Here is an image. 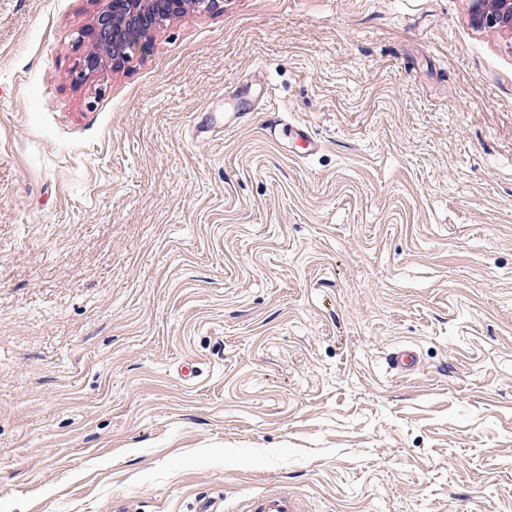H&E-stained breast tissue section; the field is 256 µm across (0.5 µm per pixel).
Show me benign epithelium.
Returning a JSON list of instances; mask_svg holds the SVG:
<instances>
[{"label":"benign epithelium","instance_id":"7a95c632","mask_svg":"<svg viewBox=\"0 0 512 512\" xmlns=\"http://www.w3.org/2000/svg\"><path fill=\"white\" fill-rule=\"evenodd\" d=\"M183 12V0H106L94 24L81 31L78 39L112 45V59L106 64L94 55H85L72 71V80L82 84L108 67L121 69L144 28L160 26ZM471 19L478 27L512 30V0H471Z\"/></svg>","mask_w":512,"mask_h":512}]
</instances>
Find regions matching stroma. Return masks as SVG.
<instances>
[{"label": "stroma", "instance_id": "stroma-1", "mask_svg": "<svg viewBox=\"0 0 512 512\" xmlns=\"http://www.w3.org/2000/svg\"><path fill=\"white\" fill-rule=\"evenodd\" d=\"M104 5L0 0V512H512V32L224 0L75 84ZM288 137L289 140L299 145L304 150V153L307 154L318 151L321 146L305 124L297 123L288 126ZM242 512H304L300 500L284 488L277 487L260 497L249 498Z\"/></svg>", "mask_w": 512, "mask_h": 512}]
</instances>
